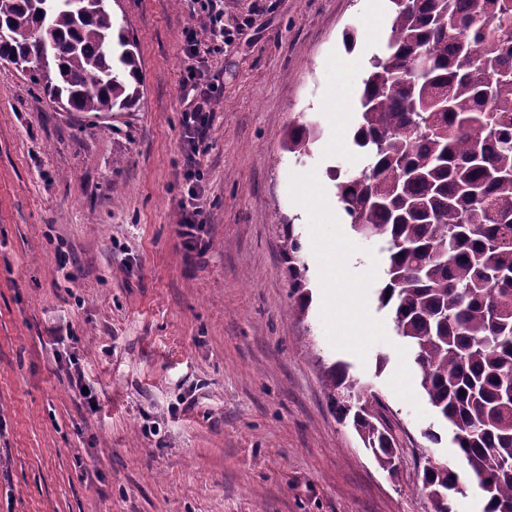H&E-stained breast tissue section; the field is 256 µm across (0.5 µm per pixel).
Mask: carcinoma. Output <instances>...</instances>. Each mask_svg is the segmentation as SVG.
Segmentation results:
<instances>
[{
    "mask_svg": "<svg viewBox=\"0 0 512 512\" xmlns=\"http://www.w3.org/2000/svg\"><path fill=\"white\" fill-rule=\"evenodd\" d=\"M391 3L353 135L369 164L336 183L337 197L354 232L385 241L379 303L472 464L483 512H512V0ZM82 5L74 13L59 0H0V60L30 72L60 108L103 117L134 105L140 59L112 0ZM317 136L300 124L284 147L306 154ZM326 386L378 467L397 475L382 402L348 399L360 387L340 363ZM459 480L433 470L423 488L446 494Z\"/></svg>",
    "mask_w": 512,
    "mask_h": 512,
    "instance_id": "carcinoma-1",
    "label": "carcinoma"
}]
</instances>
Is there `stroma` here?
<instances>
[{
	"instance_id": "obj_1",
	"label": "stroma",
	"mask_w": 512,
	"mask_h": 512,
	"mask_svg": "<svg viewBox=\"0 0 512 512\" xmlns=\"http://www.w3.org/2000/svg\"><path fill=\"white\" fill-rule=\"evenodd\" d=\"M221 6L201 254L176 233L190 0H114L141 86L110 117L0 66V512H434L427 457L461 466L379 305L382 240L315 218L367 164L357 93L390 0ZM301 122L319 130L306 156L283 148ZM337 362L380 396L397 478L333 413Z\"/></svg>"
}]
</instances>
